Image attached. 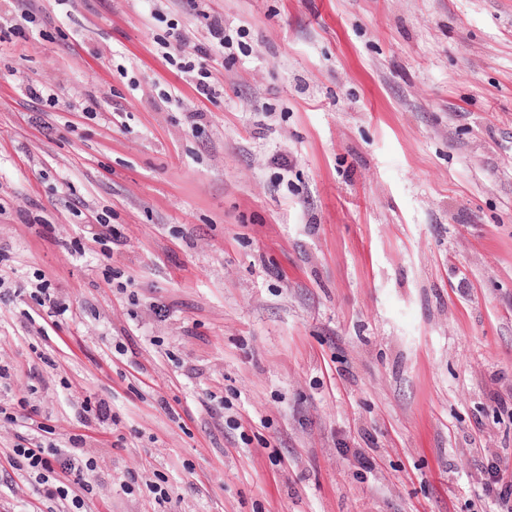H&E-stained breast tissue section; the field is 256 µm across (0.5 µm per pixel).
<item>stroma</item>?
<instances>
[{"label":"stroma","instance_id":"stroma-1","mask_svg":"<svg viewBox=\"0 0 512 512\" xmlns=\"http://www.w3.org/2000/svg\"><path fill=\"white\" fill-rule=\"evenodd\" d=\"M31 4L0 0V405L86 433L84 512H497L512 0ZM207 13L241 46L201 101L156 40ZM39 273L73 311L48 339ZM53 508L0 468V512ZM96 220L98 221V233L96 234L94 241L101 246L103 256L111 258V247L109 244L112 245L120 242L122 233L118 227L110 224L109 222L106 223L103 218H96Z\"/></svg>","mask_w":512,"mask_h":512}]
</instances>
